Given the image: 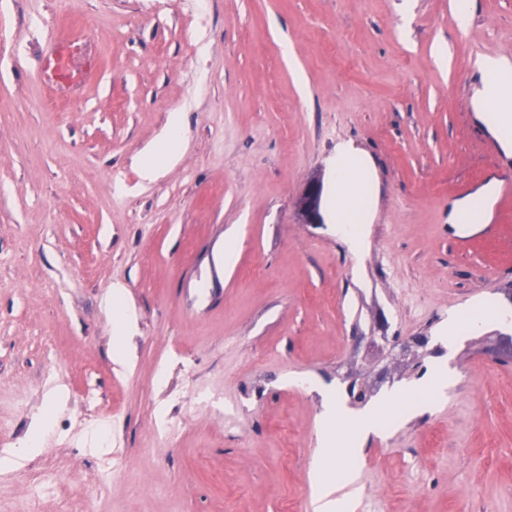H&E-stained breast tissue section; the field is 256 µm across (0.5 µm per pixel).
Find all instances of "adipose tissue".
Returning <instances> with one entry per match:
<instances>
[{
    "mask_svg": "<svg viewBox=\"0 0 512 512\" xmlns=\"http://www.w3.org/2000/svg\"><path fill=\"white\" fill-rule=\"evenodd\" d=\"M481 83L473 107L496 134L505 152H512V101H504L503 91L512 86V60L489 57L480 66ZM368 161L349 144H340L336 154V221L340 224H364L372 217L370 197H358V189L370 182ZM339 408L334 398H326L319 432L320 451L313 458L312 471L317 483L318 512H352L349 491L355 481L360 454V436L381 430L383 413L351 420L353 430L345 444H338L334 425Z\"/></svg>",
    "mask_w": 512,
    "mask_h": 512,
    "instance_id": "obj_1",
    "label": "adipose tissue"
}]
</instances>
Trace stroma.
<instances>
[{
  "label": "stroma",
  "instance_id": "obj_1",
  "mask_svg": "<svg viewBox=\"0 0 512 512\" xmlns=\"http://www.w3.org/2000/svg\"><path fill=\"white\" fill-rule=\"evenodd\" d=\"M403 1L0 0V457L67 397L40 455L0 472V512H313L329 392L341 434L399 398L398 424L363 443L355 512H512V364L487 354L512 335V155L472 107L479 61L512 59V0H474L463 32L454 0ZM67 22L100 59L75 98L41 76ZM173 112L179 158L141 180ZM347 142L375 183L353 246L294 207L310 177L331 191ZM493 179L492 232L449 230L451 203ZM116 285L136 318L127 365L109 352ZM483 308L511 317L442 337ZM356 331L428 340L363 406L345 380L376 366ZM119 450L140 490L115 477Z\"/></svg>",
  "mask_w": 512,
  "mask_h": 512
}]
</instances>
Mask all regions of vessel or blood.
<instances>
[{"label": "vessel or blood", "instance_id": "b4317fda", "mask_svg": "<svg viewBox=\"0 0 512 512\" xmlns=\"http://www.w3.org/2000/svg\"><path fill=\"white\" fill-rule=\"evenodd\" d=\"M78 47V41L71 37L58 38L50 43L42 63L45 82L76 91L96 75L98 67L95 61H76L75 52Z\"/></svg>", "mask_w": 512, "mask_h": 512}]
</instances>
